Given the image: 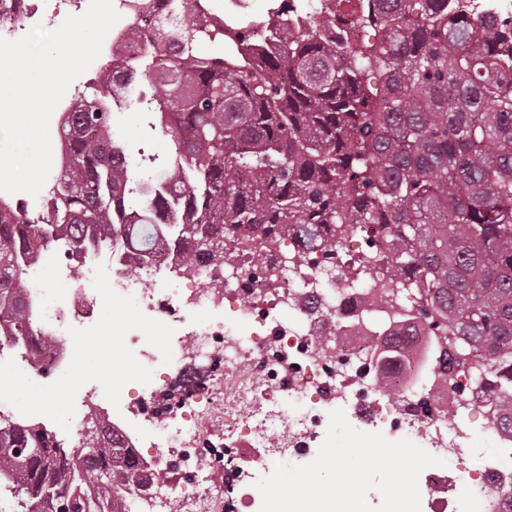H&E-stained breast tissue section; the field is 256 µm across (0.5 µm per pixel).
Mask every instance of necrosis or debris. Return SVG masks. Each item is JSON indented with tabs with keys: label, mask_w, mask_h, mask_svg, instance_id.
Listing matches in <instances>:
<instances>
[{
	"label": "necrosis or debris",
	"mask_w": 512,
	"mask_h": 512,
	"mask_svg": "<svg viewBox=\"0 0 512 512\" xmlns=\"http://www.w3.org/2000/svg\"><path fill=\"white\" fill-rule=\"evenodd\" d=\"M333 5L284 0L282 34L314 23ZM391 248L379 224L368 225L356 248L329 262L289 226L276 241L259 229L225 233L223 252L201 254L186 269L176 266L172 251L139 256L94 247L72 260L64 245L47 244L26 269L37 333L0 337V360L14 359L29 376L42 368L63 373L71 361L69 328L93 321L98 294L92 280L101 264L117 293L133 296L147 316L174 329L167 365L139 335L126 337L139 362L159 370L158 380L116 411L101 385L91 383L71 421V432L80 435L89 410L111 411L114 432L130 447L154 448L141 463L158 456L175 462L176 475L130 494L127 512H172L177 501L194 503L196 512H249L258 491L244 480L243 462L258 473L308 456L336 408L357 420L370 412L441 458L423 474L433 512H512V436L497 433L495 447L480 455L470 446L474 415H481L484 428L492 426L485 392L442 388L431 374L433 357L418 347L408 361L384 370L395 400L380 398L373 384L382 370L372 337L392 310L388 289L377 288L365 271L383 267ZM256 250L263 264L253 262ZM132 265L139 274H129ZM341 266L356 288L337 287ZM49 267L58 282L52 289L40 285ZM450 400L456 413L449 418L440 408ZM204 441L214 447L207 469L198 464Z\"/></svg>",
	"instance_id": "4bbe7bcc"
}]
</instances>
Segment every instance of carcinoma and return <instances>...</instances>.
<instances>
[{"instance_id": "obj_1", "label": "carcinoma", "mask_w": 512, "mask_h": 512, "mask_svg": "<svg viewBox=\"0 0 512 512\" xmlns=\"http://www.w3.org/2000/svg\"><path fill=\"white\" fill-rule=\"evenodd\" d=\"M173 28L126 33L137 52L101 69L125 72L130 102L172 138L145 201L112 135L103 78L72 99L60 127L65 171L50 210L23 218L0 200V321L32 335L24 263L50 239L141 251L180 262L214 248L212 228L294 224L309 241L334 225L389 223L395 317L423 319L439 378L487 388L512 434V22L479 19L459 0H372L364 37L344 45L324 18L288 40L216 22L203 55L194 19L205 0H164ZM407 330L378 358H403ZM54 462L45 485L41 464ZM161 478L135 450L91 432L77 453L38 424L0 419V502L10 512H126L124 495Z\"/></svg>"}]
</instances>
